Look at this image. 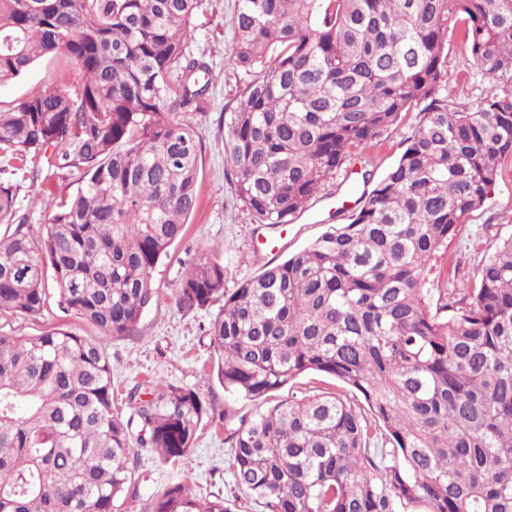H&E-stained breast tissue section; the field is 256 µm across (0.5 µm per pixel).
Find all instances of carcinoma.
Returning <instances> with one entry per match:
<instances>
[{"mask_svg":"<svg viewBox=\"0 0 512 512\" xmlns=\"http://www.w3.org/2000/svg\"><path fill=\"white\" fill-rule=\"evenodd\" d=\"M201 0H0V83L57 54L82 79L0 109V318L57 306L113 337L159 301L155 271L198 197L211 71L190 50ZM454 38L491 85L448 101ZM224 107L235 192L267 226L292 221L401 114L422 120L346 224L224 288L200 255L178 308L224 298L203 329L224 391L267 399L307 373L337 392L278 399L226 438L237 489L264 512H512V236L470 288H429V261L512 160V0H237ZM77 182L39 232L15 163ZM362 397L370 414L352 396ZM114 412L97 340L0 332V512H125L135 449L183 460L209 411L154 379ZM171 484L150 512H241Z\"/></svg>","mask_w":512,"mask_h":512,"instance_id":"cac0c4a2","label":"carcinoma"}]
</instances>
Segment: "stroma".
<instances>
[{
  "label": "stroma",
  "mask_w": 512,
  "mask_h": 512,
  "mask_svg": "<svg viewBox=\"0 0 512 512\" xmlns=\"http://www.w3.org/2000/svg\"><path fill=\"white\" fill-rule=\"evenodd\" d=\"M235 0H202L194 20L191 50L205 56L212 67L210 108L205 112H187L183 119L202 135L199 158V196L188 220L185 235L169 249L158 265L155 285L161 291L157 305L141 318L134 335L124 338L102 336L100 331L48 302L36 319L16 315L0 320V329L30 336L51 327H63L88 338L101 339L112 362V386L117 397L140 382L155 378L201 390L215 414L229 413L247 418L255 412L256 402L234 397L218 382H205L204 375L216 362L200 328L222 308L223 299L214 300L199 310L176 307L173 293L184 270L198 254L210 251L224 265V286L234 288L245 277L260 273L270 259H285L309 245L333 223H346L355 197L347 187L335 184L328 192L314 197L307 209L291 223L265 228L249 214L237 199L232 181L224 171V124L219 117L225 104L232 102L238 88L231 67L234 52ZM74 62L60 56H47L21 78L0 85V106L10 107L42 86L78 78ZM448 95L457 107L473 110L490 89L477 66L465 55L459 43L448 47ZM421 121L419 112L402 114L397 127L390 129L352 163L353 181L369 173L378 182L396 163ZM71 181L51 178L44 191L21 188L18 207L34 225L47 223L63 195L72 192ZM512 236V171L504 172L488 194L483 207L460 225L446 251L428 264L431 287L444 281L459 284L473 282L486 255L498 243ZM222 424L203 423L192 453L179 465L162 463L151 449H137L140 497L128 502L126 512H146L151 497L182 476H189L199 496L221 493L234 495L232 474L226 464L229 447L224 442Z\"/></svg>",
  "instance_id": "35a3bbf8"
}]
</instances>
